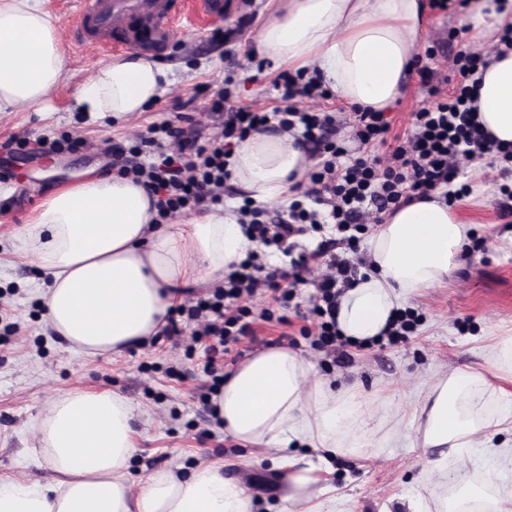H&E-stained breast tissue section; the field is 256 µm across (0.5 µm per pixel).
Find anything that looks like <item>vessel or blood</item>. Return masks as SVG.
<instances>
[{
    "instance_id": "obj_1",
    "label": "vessel or blood",
    "mask_w": 512,
    "mask_h": 512,
    "mask_svg": "<svg viewBox=\"0 0 512 512\" xmlns=\"http://www.w3.org/2000/svg\"><path fill=\"white\" fill-rule=\"evenodd\" d=\"M238 7L237 0H82L76 31L106 51L128 47L160 56L177 40L183 22L204 29Z\"/></svg>"
}]
</instances>
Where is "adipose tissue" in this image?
I'll list each match as a JSON object with an SVG mask.
<instances>
[{
	"instance_id": "1",
	"label": "adipose tissue",
	"mask_w": 512,
	"mask_h": 512,
	"mask_svg": "<svg viewBox=\"0 0 512 512\" xmlns=\"http://www.w3.org/2000/svg\"><path fill=\"white\" fill-rule=\"evenodd\" d=\"M491 43L512 21V0H473L468 17ZM428 33L423 0H288L259 30L265 57L293 70L318 69L346 106L385 110L402 95ZM68 80L55 19L42 0H0V112L48 101ZM172 82L171 72L128 53L100 65L78 86L70 109L122 120ZM478 120L496 142L512 145V50L493 56L479 87ZM307 168L287 134H255L237 148L231 179L255 201L275 204ZM149 196L131 180L88 171L44 197L15 239L39 269L45 320L70 349L89 357L119 354L157 334L175 291L218 281L254 242L233 214H205L157 224ZM470 227L439 201L387 214L368 242L370 268L339 299L336 321L353 343L380 336L393 312L445 283ZM310 362L285 347L264 350L225 379L212 404L225 436L264 449L286 470L289 512H338L344 501L299 465L310 447L323 464L401 440L421 449L433 472L456 458L459 471L480 448L512 465V336L491 344L484 371L439 374L418 400L407 429L377 435L379 404L354 388L313 379ZM493 387L498 407L475 401ZM31 450L51 477H0V512H252L248 488L216 462L188 477L167 469L135 484V411L107 390L72 388L55 396L36 423Z\"/></svg>"
}]
</instances>
